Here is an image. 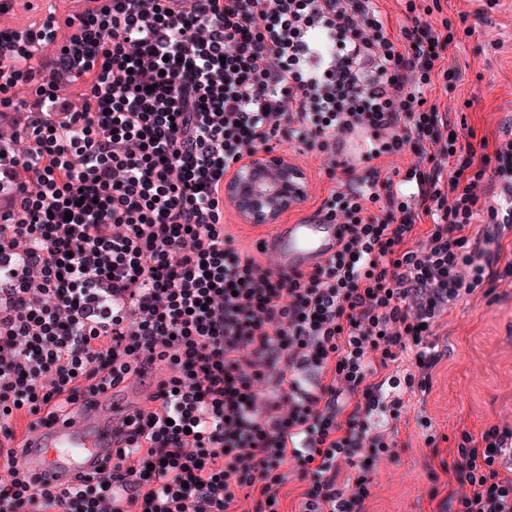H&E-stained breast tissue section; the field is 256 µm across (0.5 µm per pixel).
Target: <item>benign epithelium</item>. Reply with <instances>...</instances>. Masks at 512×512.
I'll use <instances>...</instances> for the list:
<instances>
[{"label": "benign epithelium", "instance_id": "benign-epithelium-1", "mask_svg": "<svg viewBox=\"0 0 512 512\" xmlns=\"http://www.w3.org/2000/svg\"><path fill=\"white\" fill-rule=\"evenodd\" d=\"M307 195L304 172L286 154L251 151L224 179V203L245 224H275Z\"/></svg>", "mask_w": 512, "mask_h": 512}]
</instances>
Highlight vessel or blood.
<instances>
[{"mask_svg": "<svg viewBox=\"0 0 512 512\" xmlns=\"http://www.w3.org/2000/svg\"><path fill=\"white\" fill-rule=\"evenodd\" d=\"M336 230V225L313 221L283 224L265 239L264 249L277 270L304 269L334 252ZM140 399L136 390L123 399L109 394L90 398L68 420L31 431L27 437L31 450L22 456V464L47 480L78 469L90 455L104 453L111 446L113 429Z\"/></svg>", "mask_w": 512, "mask_h": 512, "instance_id": "1", "label": "vessel or blood"}]
</instances>
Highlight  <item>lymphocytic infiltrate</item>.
I'll return each mask as SVG.
<instances>
[{"mask_svg": "<svg viewBox=\"0 0 512 512\" xmlns=\"http://www.w3.org/2000/svg\"><path fill=\"white\" fill-rule=\"evenodd\" d=\"M14 2L0 112L26 111V147L0 151V435L136 380L154 391L70 486L7 449L0 512H232L242 495L280 512L290 462L300 512H363L396 455L374 417L429 389L438 319L491 284L480 242L512 230V139L457 140L426 103L448 38L415 0L394 34L378 0H74L22 26L3 21ZM282 130L332 160L350 134L366 162L440 160L407 170L409 192L376 173L330 190L315 217L335 251L285 273L224 231L227 172ZM486 179L500 201L482 209ZM509 453L512 428L461 432L451 470L470 490L448 512H512Z\"/></svg>", "mask_w": 512, "mask_h": 512, "instance_id": "f902f5d3", "label": "lymphocytic infiltrate"}]
</instances>
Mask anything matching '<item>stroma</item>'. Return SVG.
<instances>
[{
  "label": "stroma",
  "mask_w": 512,
  "mask_h": 512,
  "mask_svg": "<svg viewBox=\"0 0 512 512\" xmlns=\"http://www.w3.org/2000/svg\"><path fill=\"white\" fill-rule=\"evenodd\" d=\"M429 10V22L450 40L444 65L453 82L435 81L426 93L460 131L492 140L512 139V0H416ZM274 149L287 154L308 182L305 202L288 211L282 223L311 219L333 183H344V170L328 179L327 163L304 146L281 139ZM361 142L349 137L344 156L357 174L376 167L392 177L417 164L412 154L384 156L366 164ZM434 342L441 359L432 371L429 393L408 396L398 423L397 457L379 463L363 512H440L430 497L458 490L449 475L431 483L429 468L452 460L461 431L480 434L491 426L512 428V277H494L491 289H477L456 301L437 321ZM435 446H427V436Z\"/></svg>",
  "instance_id": "obj_1"
}]
</instances>
